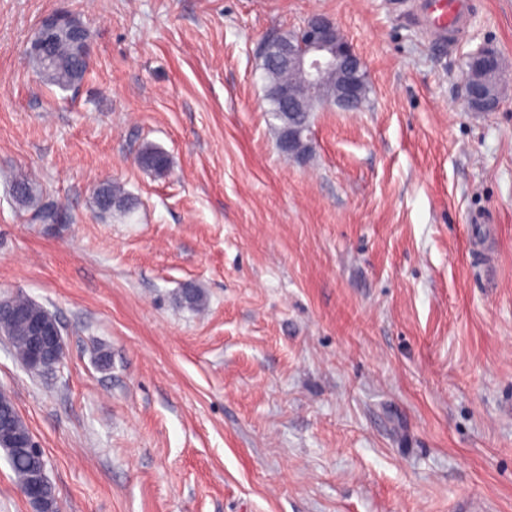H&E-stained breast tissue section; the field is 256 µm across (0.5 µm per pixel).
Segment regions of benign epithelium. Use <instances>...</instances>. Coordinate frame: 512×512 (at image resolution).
I'll use <instances>...</instances> for the list:
<instances>
[{"mask_svg": "<svg viewBox=\"0 0 512 512\" xmlns=\"http://www.w3.org/2000/svg\"><path fill=\"white\" fill-rule=\"evenodd\" d=\"M39 26L46 36L29 48L30 58L48 54L52 36L56 33H64L78 43L90 44L87 29L68 12L52 13L43 18ZM302 31L304 40L298 46L288 44L283 58L288 61V66L300 72L307 83L320 90L319 103L313 105L311 111L334 106L345 112L362 111L366 106L364 80L367 69L360 54L343 38L335 22L322 14L310 16ZM472 57L474 70L465 85L464 100L472 112H495L512 88L503 59L488 46L481 47ZM279 147L289 157L302 159L309 152L310 144H301L298 131L290 126ZM1 310L21 323L33 340L32 366L52 368L61 362L64 354L61 328L47 310L42 307L16 308L9 297L0 299ZM0 428L13 432L8 447L40 452L31 433L14 431L10 416H4Z\"/></svg>", "mask_w": 512, "mask_h": 512, "instance_id": "benign-epithelium-1", "label": "benign epithelium"}]
</instances>
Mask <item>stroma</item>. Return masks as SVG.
I'll return each mask as SVG.
<instances>
[{
    "label": "stroma",
    "instance_id": "1",
    "mask_svg": "<svg viewBox=\"0 0 512 512\" xmlns=\"http://www.w3.org/2000/svg\"><path fill=\"white\" fill-rule=\"evenodd\" d=\"M473 2L442 47L417 0H0V298L65 344L30 373L0 335V389L61 512H512V96L468 110L462 69L489 45L512 72V0ZM61 9L93 44L66 91L25 59ZM315 13L371 92L300 163L258 51ZM107 179L133 213L98 212ZM138 163L143 168L157 175H164L169 170V158L160 147L148 144L138 154Z\"/></svg>",
    "mask_w": 512,
    "mask_h": 512
}]
</instances>
